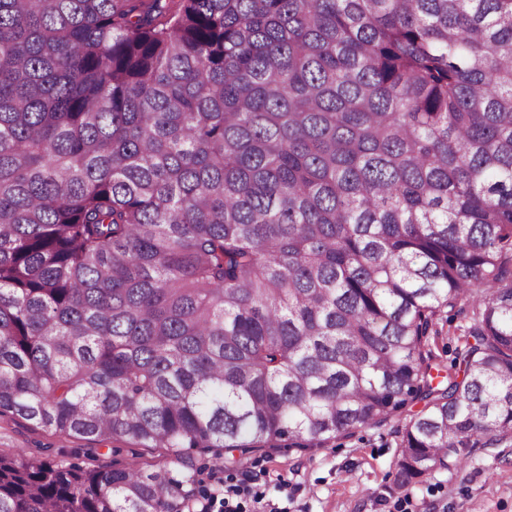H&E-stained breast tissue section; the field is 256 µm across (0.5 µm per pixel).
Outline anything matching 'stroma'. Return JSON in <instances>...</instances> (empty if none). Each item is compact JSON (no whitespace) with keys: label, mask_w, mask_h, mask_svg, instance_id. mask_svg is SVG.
Returning <instances> with one entry per match:
<instances>
[{"label":"stroma","mask_w":512,"mask_h":512,"mask_svg":"<svg viewBox=\"0 0 512 512\" xmlns=\"http://www.w3.org/2000/svg\"><path fill=\"white\" fill-rule=\"evenodd\" d=\"M400 428L394 419L306 452L283 444L243 456L230 471L208 455L197 456L196 463L211 493L252 477L261 512H512V448L474 449L462 469L406 489L395 481ZM19 451L83 469L144 467L160 459L159 450L132 441L107 448L0 416V454Z\"/></svg>","instance_id":"35a3bbf8"}]
</instances>
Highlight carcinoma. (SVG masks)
I'll list each match as a JSON object with an SVG mask.
<instances>
[{
	"mask_svg": "<svg viewBox=\"0 0 512 512\" xmlns=\"http://www.w3.org/2000/svg\"><path fill=\"white\" fill-rule=\"evenodd\" d=\"M453 370L431 348L465 310ZM0 512H185L192 452L512 447V0H0ZM19 451L30 457L61 461L83 469L102 466L146 468L148 464L158 462L163 452L127 440L101 446L88 439L45 432L19 417L0 416V454Z\"/></svg>",
	"mask_w": 512,
	"mask_h": 512,
	"instance_id": "1",
	"label": "carcinoma"
}]
</instances>
